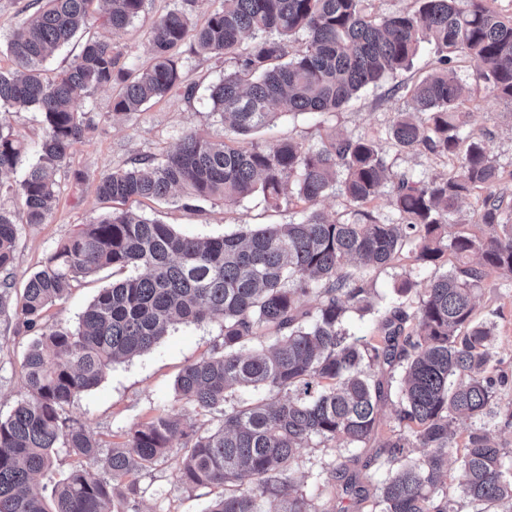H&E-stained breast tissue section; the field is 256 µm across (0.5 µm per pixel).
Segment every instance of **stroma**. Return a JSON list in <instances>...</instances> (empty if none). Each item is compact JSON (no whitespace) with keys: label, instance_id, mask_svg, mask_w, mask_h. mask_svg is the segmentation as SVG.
I'll list each match as a JSON object with an SVG mask.
<instances>
[{"label":"stroma","instance_id":"35a3bbf8","mask_svg":"<svg viewBox=\"0 0 512 512\" xmlns=\"http://www.w3.org/2000/svg\"><path fill=\"white\" fill-rule=\"evenodd\" d=\"M181 0H146L141 17L119 36H112L101 19H94L93 29L103 38L112 39L130 67L146 64L150 58L148 28L150 23L180 5ZM38 8L36 0H0V70L11 69L6 44L20 23ZM179 64L196 91L187 97L172 92L147 103L141 111L128 115L112 114L114 90L104 87L77 103L79 111L89 113L97 128L71 156L67 172L62 173V195L48 223L23 225L18 237L12 267L16 287H23L39 269L43 258L62 240L110 214L116 205L97 195L101 177L112 170L128 168L148 156H160L173 149L184 131L198 129L214 139L223 138L227 126L221 113L212 109L209 88L235 68L233 56L215 58L183 46ZM438 55L431 45H424L412 65L362 89L340 109L321 115L278 112L273 122L251 135L241 137V145L269 146L290 138L306 145H321L332 135H374L385 138L394 113L408 108V91L438 69ZM470 58L453 56L448 73L464 86L462 108L469 112L468 132L482 136L487 150L505 172L495 186L508 207L512 220V99L498 96L490 87L473 77ZM13 135L24 148V163L37 161L44 136L43 117L36 110L13 115ZM387 160L393 169L420 178L447 175L453 168L450 160L421 151L388 149ZM307 205L295 200L278 208L270 207L262 194L255 193L227 204L214 198L189 204L169 201H143L136 209L148 218L172 225L177 231L200 237H219L245 228L264 224H286L300 220ZM451 266L449 259L422 267L410 254H403L393 269L370 273L369 281L379 294H390L399 275L408 273L420 284H428L434 275ZM112 281L104 270L76 283L69 298L53 305L46 313L51 323L74 324L100 288ZM479 317L496 323L497 352L500 368L508 384L499 394L501 407H512V280L493 275L476 296ZM31 339L30 332L17 320L0 318V415H7L24 395L21 361ZM223 343L219 323L180 324L171 329L150 351L115 363L95 389L81 395L66 411L74 423L92 431L105 447L122 442L134 425L145 423L166 410L182 415L186 425L203 431L210 423L206 416L176 402L174 383L181 369L209 355ZM372 447L300 449L295 477L301 491L318 503L327 504L331 512H369L370 503L355 505L350 497L338 494L339 483L333 472L345 469L358 485L373 489L385 474L382 460L376 459ZM177 458H169L139 479L140 512H206L210 496L203 489H189L177 477Z\"/></svg>","mask_w":512,"mask_h":512}]
</instances>
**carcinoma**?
I'll use <instances>...</instances> for the list:
<instances>
[{
	"mask_svg": "<svg viewBox=\"0 0 512 512\" xmlns=\"http://www.w3.org/2000/svg\"><path fill=\"white\" fill-rule=\"evenodd\" d=\"M95 2L114 35L145 6L44 0L8 42L14 68L0 70V194L20 193L26 209L18 216L0 211V273L13 263L20 226L52 216L61 194L57 172L97 128L76 110L77 100L115 85L112 111L130 114L174 89L192 94L178 58L187 43L217 58L238 55L237 68L210 93L212 111L238 135L270 123L276 106L334 111L408 67L430 44L442 68L411 88L410 111L393 116L386 143L457 166L425 181L393 171L371 136H332L320 148L292 140L244 147L190 129L161 158L105 174L99 197L123 204L175 196L233 202L259 192L278 207L292 187L309 208L298 223L212 238L122 210L58 244L21 294L1 279L0 317L16 318L36 337L22 362L25 396L0 417V512H137L130 495L137 494L138 476L173 453L184 486L216 491L206 512H261L264 498L280 500L279 512H329L299 492L298 449L370 443L393 396L404 431L381 441L389 468L359 501L372 500V512H459L446 485L454 453L472 512H512V449L486 430L496 417L512 425V409L498 404L507 377L494 322L474 313L475 294L491 274L512 279V224L503 197L490 192L475 219L490 232L448 234L460 201L500 183L504 171L483 137L464 133L462 86L447 68L450 55L464 54L475 62L476 79L512 98V18L485 0H420L414 13L384 17L367 11L368 0H221L201 27L183 8L156 18L148 30L152 58L137 69L92 34L66 67L46 76L44 63L87 28ZM299 33L301 44L290 45ZM245 36L251 42L241 53ZM31 108L45 124L41 156L13 183L4 176L20 164L22 147L10 117ZM387 183L392 216L381 221L366 206ZM335 186L355 205L344 219L316 208ZM406 249L421 266L447 253L457 265L424 288L405 276L387 299L345 271L354 261L369 270L393 268ZM103 269L131 274L100 289L76 325L45 320L75 281ZM311 294L318 299L313 311L306 308ZM354 314L374 316L375 334L351 333ZM205 321L221 324L224 350L184 367L175 398L211 416L213 428L188 430L180 416L163 411L105 452L66 416V407L97 387L114 363L150 350L176 323ZM235 387L261 397L232 404ZM460 419L469 421L461 431ZM59 448L73 463L54 479ZM415 448L424 454L412 456Z\"/></svg>",
	"mask_w": 512,
	"mask_h": 512,
	"instance_id": "obj_1",
	"label": "carcinoma"
}]
</instances>
